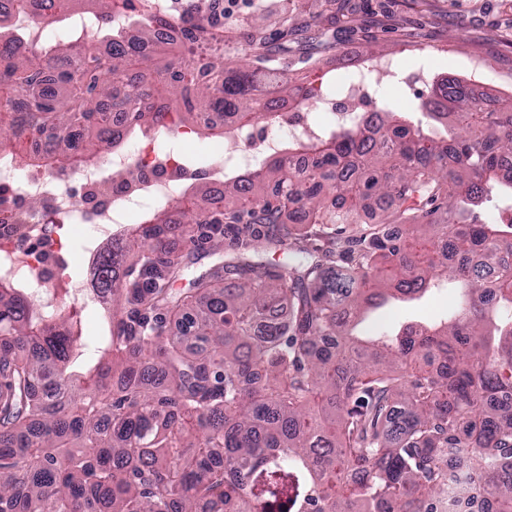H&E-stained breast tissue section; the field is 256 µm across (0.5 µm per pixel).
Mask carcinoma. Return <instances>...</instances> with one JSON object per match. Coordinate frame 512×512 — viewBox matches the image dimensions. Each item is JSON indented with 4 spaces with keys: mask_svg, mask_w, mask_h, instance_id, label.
<instances>
[{
    "mask_svg": "<svg viewBox=\"0 0 512 512\" xmlns=\"http://www.w3.org/2000/svg\"><path fill=\"white\" fill-rule=\"evenodd\" d=\"M72 0H15L0 13V154L23 165L83 166L121 146L116 122L180 123L231 134L264 113L317 98L278 71L272 97L252 95L259 55L224 68V45L183 19L134 17L139 39L102 27L99 55L66 38L44 58L3 34L45 7L68 19ZM108 18L129 0H89ZM167 31L184 54L158 66L143 50ZM453 77L416 105L448 119L430 136L380 101L358 125L293 141L245 177L150 212L124 230L125 268L98 256L96 292L112 307L96 354L84 358L75 313L42 314L0 281V512H436L448 451L470 458L493 512H512V222L472 208L512 190V106L474 113ZM221 110L224 123L208 119ZM371 232L340 261L281 221L356 224ZM240 225L241 246L291 245L272 269L241 255L172 287L167 241L187 224ZM448 268L465 311L394 337L352 335L363 310L424 293ZM185 331L169 333L172 322Z\"/></svg>",
    "mask_w": 512,
    "mask_h": 512,
    "instance_id": "carcinoma-1",
    "label": "carcinoma"
}]
</instances>
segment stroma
Wrapping results in <instances>:
<instances>
[{"mask_svg":"<svg viewBox=\"0 0 512 512\" xmlns=\"http://www.w3.org/2000/svg\"><path fill=\"white\" fill-rule=\"evenodd\" d=\"M254 25L271 51L269 64L286 68L289 77L319 83L321 77L344 76L345 61L364 60L369 49L401 60L409 72L430 63L438 76L471 82L470 59L480 57L489 75L477 86L481 103L512 92V0H262L241 4L224 22V64L238 68L248 61L242 35ZM161 145L179 148L192 167L213 165L221 154L241 147L240 141L218 142L187 127L161 131ZM226 245L215 254L203 239L171 238L172 255L189 257L176 287L186 288L193 277L238 253L235 232L222 227ZM458 289L443 288L421 298L393 301L370 310L364 333L380 336L421 320L437 321L460 309Z\"/></svg>","mask_w":512,"mask_h":512,"instance_id":"stroma-1","label":"stroma"}]
</instances>
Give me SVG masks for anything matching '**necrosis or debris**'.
Segmentation results:
<instances>
[{
  "mask_svg": "<svg viewBox=\"0 0 512 512\" xmlns=\"http://www.w3.org/2000/svg\"><path fill=\"white\" fill-rule=\"evenodd\" d=\"M371 69L349 66L339 94L320 97L330 124L309 122L304 114L279 111L278 134L245 129L237 137L245 145L234 164L211 168L207 180L213 193L224 190L225 173L242 174L280 153L286 141L311 139L328 128L350 125L374 111L377 89ZM196 170L184 164L177 149L160 147L156 135L135 149L121 148L77 170L27 169L0 155V279L25 294L39 297L44 314L63 274L66 255L78 246L92 261L102 245L120 238L131 215L170 207ZM447 480L437 512H490L491 499L470 483L468 457L449 454Z\"/></svg>",
  "mask_w": 512,
  "mask_h": 512,
  "instance_id": "necrosis-or-debris-1",
  "label": "necrosis or debris"
}]
</instances>
